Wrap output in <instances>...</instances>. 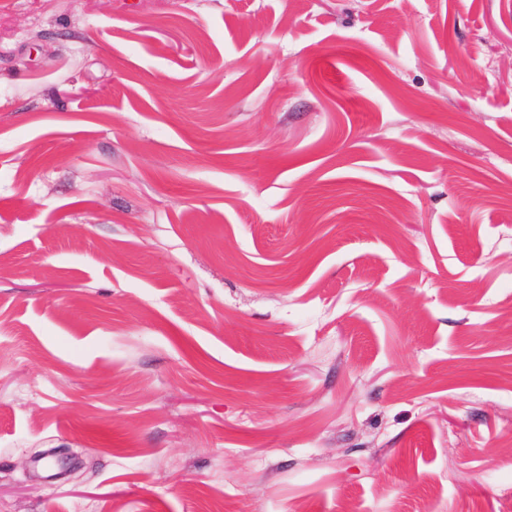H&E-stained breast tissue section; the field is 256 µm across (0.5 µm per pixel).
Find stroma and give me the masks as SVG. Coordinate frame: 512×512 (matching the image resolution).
<instances>
[{"instance_id":"1","label":"stroma","mask_w":512,"mask_h":512,"mask_svg":"<svg viewBox=\"0 0 512 512\" xmlns=\"http://www.w3.org/2000/svg\"><path fill=\"white\" fill-rule=\"evenodd\" d=\"M509 183L512 0H0V512H512ZM74 456V453L69 451L39 452L34 456V459L35 461L48 459V463L57 471L58 476L65 474L70 476L76 469L72 464Z\"/></svg>"}]
</instances>
